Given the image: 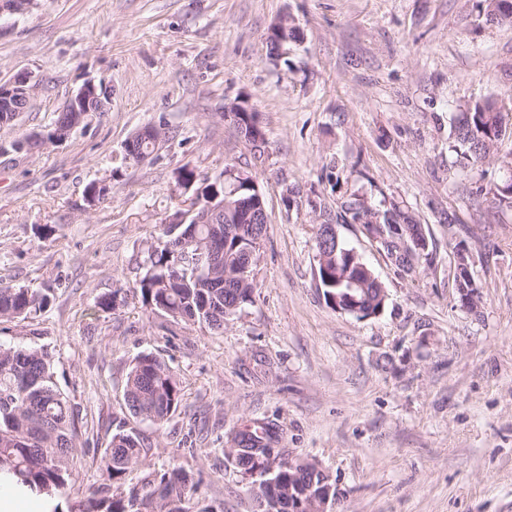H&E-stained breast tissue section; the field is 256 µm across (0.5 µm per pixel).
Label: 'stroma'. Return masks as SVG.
Instances as JSON below:
<instances>
[{
  "label": "stroma",
  "instance_id": "35a3bbf8",
  "mask_svg": "<svg viewBox=\"0 0 512 512\" xmlns=\"http://www.w3.org/2000/svg\"><path fill=\"white\" fill-rule=\"evenodd\" d=\"M284 16L302 40L274 60L267 35ZM23 73L29 104L0 127V286L49 303L0 320V345L52 356L76 410L69 496L111 488L106 450L133 430L149 451L123 485L176 465L199 480L191 512H253L254 479L226 448L258 420L285 458L335 480L328 512H512V203L493 195L496 159L465 169L448 148L458 112L512 101V26L487 24L479 0H38L0 16V82ZM89 81L106 87L104 111L13 150ZM235 99L266 132L265 163L224 121ZM160 124L158 151L126 160ZM228 161L251 164L268 225L255 300L218 334L150 312L137 283L175 209L176 169L210 182ZM92 182L109 190L93 206ZM353 194L408 210L431 252L407 273L362 225L337 224L387 293L364 319L327 305L316 278L314 225ZM460 246L474 314L454 285ZM111 295L115 309L99 310ZM143 353L181 389L161 424L125 404Z\"/></svg>",
  "mask_w": 512,
  "mask_h": 512
}]
</instances>
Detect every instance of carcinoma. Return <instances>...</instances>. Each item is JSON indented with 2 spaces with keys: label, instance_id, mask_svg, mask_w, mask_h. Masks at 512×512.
I'll return each mask as SVG.
<instances>
[{
  "label": "carcinoma",
  "instance_id": "1",
  "mask_svg": "<svg viewBox=\"0 0 512 512\" xmlns=\"http://www.w3.org/2000/svg\"><path fill=\"white\" fill-rule=\"evenodd\" d=\"M500 2L482 0L487 23L512 22V0H506L507 13L501 11ZM504 109L505 104L486 99L460 113L449 135V147L461 164L479 165L493 155L500 169L512 172V149L505 153L499 150L507 135ZM82 117L81 112H59L46 138L63 139ZM228 125L251 155H256V141L266 140V133L254 113L235 112ZM158 145V139L151 135L136 136L134 150L138 157L130 161L138 163L140 158L152 156ZM258 159L265 161L261 155ZM176 184L190 196V203L187 208L177 207L171 219L177 221L186 213L189 217L178 228L173 224L164 227L157 245L148 251L145 272L138 284L142 302L153 312L222 330L224 320L253 302L256 263L244 269L240 253L247 249L258 253L268 224L258 199L265 195L251 169L234 162L225 163L223 175L204 186L198 184L194 169L183 166L177 171ZM194 206L197 212L192 214L190 208ZM343 208L352 221L366 230L372 224L380 225L386 239L382 248L389 255L399 253L405 229L421 232L413 217L394 203L379 209L353 195ZM335 221L331 214L323 213L317 224L315 249L325 258V263H317L318 282L325 300L337 296L348 307L357 304L367 317L381 308L383 286L361 258L349 255L350 249L342 242L323 245V226ZM189 231L202 266H209L211 247L222 250L224 264L215 270L214 278L182 273L179 237ZM352 281L357 283L354 291L349 290ZM46 305L43 295L0 287V319H25ZM124 396L134 415L156 424L166 421L180 405L175 378L165 363L152 354L136 360L128 374ZM75 437L76 415L57 388L49 354L33 348L0 346V472L34 492L56 498L71 481ZM269 441L266 425L255 421L245 429L238 447L230 449L237 468L262 476L255 488L258 512H288L286 491L290 479L315 482L316 493L329 486L331 497H336L335 482L313 462H290L288 467H279L267 475L272 451ZM146 451L143 439L134 431L113 435L107 449L109 478L117 480L139 466ZM196 489L194 477L176 467L149 474L128 488L119 484L110 495L97 490L74 500L68 498L64 503L67 508L59 502L53 512H189L183 503Z\"/></svg>",
  "mask_w": 512,
  "mask_h": 512
}]
</instances>
